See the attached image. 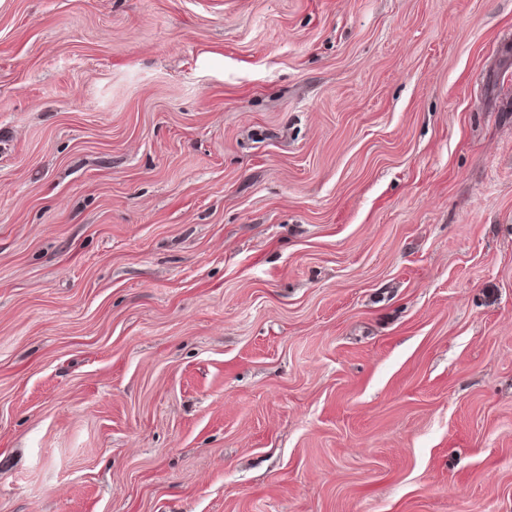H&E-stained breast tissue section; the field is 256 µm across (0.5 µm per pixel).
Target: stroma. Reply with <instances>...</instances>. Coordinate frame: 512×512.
<instances>
[{
  "label": "stroma",
  "mask_w": 512,
  "mask_h": 512,
  "mask_svg": "<svg viewBox=\"0 0 512 512\" xmlns=\"http://www.w3.org/2000/svg\"><path fill=\"white\" fill-rule=\"evenodd\" d=\"M0 512H512V0H0Z\"/></svg>",
  "instance_id": "stroma-1"
}]
</instances>
